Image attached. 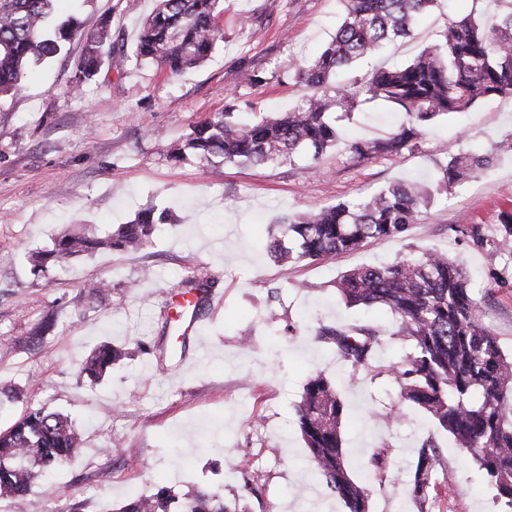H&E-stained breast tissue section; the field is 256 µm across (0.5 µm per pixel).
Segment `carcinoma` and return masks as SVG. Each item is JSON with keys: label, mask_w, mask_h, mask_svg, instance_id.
Returning a JSON list of instances; mask_svg holds the SVG:
<instances>
[{"label": "carcinoma", "mask_w": 512, "mask_h": 512, "mask_svg": "<svg viewBox=\"0 0 512 512\" xmlns=\"http://www.w3.org/2000/svg\"><path fill=\"white\" fill-rule=\"evenodd\" d=\"M59 0H0V98L16 92L27 67L60 53L74 38L84 43L83 59L72 88L96 75L102 58L112 55L111 33L104 23L85 30L77 17L51 25ZM343 12L323 51L296 70L304 93L294 108L242 124L232 113L217 112L193 126L185 139L169 148L180 161L195 156L214 165L273 167L300 155L317 169L320 156L336 144L331 119L336 108L352 110L359 98L379 99L405 113L397 131L373 141H357L358 158L396 156L416 147L432 120L468 111L474 104L512 94V0L494 17L469 14L450 18L438 40L411 60L378 69L362 80L343 79L358 60L398 38L410 35L416 18L440 0H341ZM221 0H155L134 48L137 61L156 63L177 76L207 60L224 32L218 22ZM512 152V142L496 144L487 155L460 154L439 167L434 186L412 181L391 184L370 197L354 199L288 217L267 245L270 258L286 267L303 260L323 261L357 250L379 239L400 238L416 223L434 195L469 181L494 156ZM168 215L140 210L117 231L101 237L81 229L54 242L50 249L30 251L33 268L64 269L72 258L97 249L137 251L152 244ZM296 243L287 247L284 240ZM336 292L349 308L381 306L393 320L382 328L357 320L348 325L322 324L316 340L354 371L389 373L402 400L429 414L465 450L495 490L501 512H512V357L479 323L477 303L464 268L443 254L422 252L384 266H362L342 273ZM112 290L108 281L85 287L89 305L102 304ZM409 352L385 366L376 365L383 337ZM122 357L104 343L81 364L80 375L98 380ZM297 426L316 474L346 512H369L370 489L351 477L342 437L344 403L336 383L319 373L311 377L296 409ZM81 446L69 416L35 408L0 432V502L27 495L34 480L68 462ZM443 464L440 448L425 442L418 448L407 495L428 512L438 495L436 473ZM239 512L211 487L178 500L162 487L137 496L119 512Z\"/></svg>", "instance_id": "carcinoma-1"}]
</instances>
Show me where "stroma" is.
Listing matches in <instances>:
<instances>
[{
    "mask_svg": "<svg viewBox=\"0 0 512 512\" xmlns=\"http://www.w3.org/2000/svg\"><path fill=\"white\" fill-rule=\"evenodd\" d=\"M154 3L75 0L85 28L110 18L112 53L125 56L124 67L102 62L72 90L83 53L75 40L0 100V430L42 407L70 415L82 433L76 456L6 503L7 512H118L160 485L180 495L217 487L226 503L249 512H345L316 477L296 425L303 387L318 373L338 383L350 472L370 489L371 512H417L404 485L426 440L444 456L443 491L430 512H499L474 461L429 415L401 402L392 378L352 372L310 328L363 316L390 324L386 310L346 307L336 278L430 250L464 266L480 322L511 352L512 244L502 243L498 213L512 206V157L493 158L477 178L435 196L405 238L287 269L264 244L280 217L364 198L395 181L430 185L452 157L489 153L512 139V98L428 124L401 156L357 159L351 142L385 137L406 120L385 103H363L338 120L342 139L314 174L306 157L276 167L174 161L169 147L226 107L244 122L291 109L303 93L295 71L329 41L342 4L224 0L223 43L203 66L172 77L133 56ZM498 11L496 0H441L410 37L358 62L350 76L410 60L448 19ZM247 70L260 74V85L241 81ZM149 204L169 209L174 221L143 250L100 249L43 274L25 259L71 229L116 230ZM200 269L214 282L212 303L201 332L184 340L172 298ZM100 279L111 280L112 299L88 307L83 289ZM49 312L54 327L28 342ZM105 342L123 358L99 380L79 376L81 362ZM387 443L392 456L376 469L371 452ZM246 459L266 470L261 496L247 488L239 468ZM52 487L60 497L49 495Z\"/></svg>",
    "mask_w": 512,
    "mask_h": 512,
    "instance_id": "obj_1",
    "label": "stroma"
}]
</instances>
